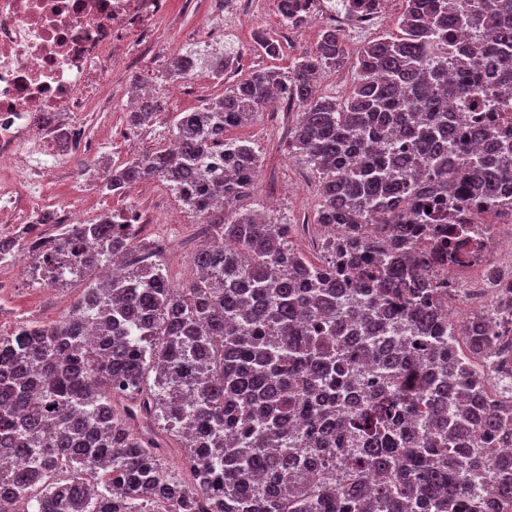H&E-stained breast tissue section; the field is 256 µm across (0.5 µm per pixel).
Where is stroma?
Returning <instances> with one entry per match:
<instances>
[{
	"label": "stroma",
	"instance_id": "1",
	"mask_svg": "<svg viewBox=\"0 0 512 512\" xmlns=\"http://www.w3.org/2000/svg\"><path fill=\"white\" fill-rule=\"evenodd\" d=\"M224 12L222 0H173L169 13L160 20L159 62L154 76L159 110L151 125L138 130L134 138L122 136L126 126L124 92L131 77L128 70H116L112 83L104 90L107 108L88 113L86 130L99 154L118 165L132 155L163 147L168 141L173 120L178 113L205 106L224 93L226 83L246 77L254 68L263 66L288 69L303 52L314 50L319 31L311 26H285L275 0H244L242 11L232 33L212 26V20ZM277 39L282 52L269 58L254 42L256 31ZM213 40L225 53L239 55L235 73L216 79L209 67L200 66L193 79L185 81L177 99H170L165 75L170 58L179 51L195 47L198 39ZM346 61L340 68L322 73L316 93L330 99L344 98L354 80L353 63L361 48L360 42H346ZM294 120L288 110L260 111L249 123L230 130L233 138L248 140L262 158L252 194L237 202V209L261 204L277 220L287 224L300 223L314 215L320 202L319 178L288 148V128ZM103 177L91 160L78 159L59 177L42 188L45 207L63 215L71 207L85 221L96 220L106 212L132 210L141 214L144 223L140 236L151 241L164 237L169 249L162 259L171 283L179 286L194 275L192 256L207 238L202 218L183 210L181 202L168 186H161L154 195H147L141 184L128 187L123 193L109 194L100 190ZM180 211L181 221L165 224L162 214ZM83 289L82 283L65 285L33 281L28 267L13 259L0 263V332L9 333L19 321L33 319L45 324L63 320Z\"/></svg>",
	"mask_w": 512,
	"mask_h": 512
}]
</instances>
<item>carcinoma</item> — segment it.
I'll return each instance as SVG.
<instances>
[{
	"label": "carcinoma",
	"mask_w": 512,
	"mask_h": 512,
	"mask_svg": "<svg viewBox=\"0 0 512 512\" xmlns=\"http://www.w3.org/2000/svg\"><path fill=\"white\" fill-rule=\"evenodd\" d=\"M465 27L490 39L456 59V85L448 43ZM345 53L343 35L325 29L288 72L254 69L178 113L177 151L112 167L104 190L158 177L207 218L210 237L192 258L201 273L186 284H170L122 213L46 236L38 226L56 218L45 211L22 235L0 233V260L24 250L42 258L32 278L85 283L64 320L0 333V450L13 462L0 475V512L33 501L36 512H481L475 481L488 449L512 435V403L485 401L482 374L453 337L499 366L512 391V281L488 269L493 330L479 318L456 325L442 303L448 284L429 272L464 260L474 242L460 226L440 227L421 249L424 225L401 223L402 203L482 188L487 205H506L494 187L512 182V152L471 160L464 144L493 130L446 121L434 95L475 101L487 71L512 65V0H405L397 32L358 55L345 100L316 95ZM200 60L187 49L167 75L189 78ZM236 63L221 54L210 68L221 79ZM288 87L303 108L291 154L321 182L315 223L338 227L318 263L290 245L293 225L264 210L224 216L251 193L260 160L245 141L214 137ZM156 107L142 99L128 125H147ZM210 152L228 160L218 174L201 166ZM116 260L125 275L98 274ZM92 320L94 344L84 337ZM368 358L384 384L354 403ZM168 436L187 449L189 485L162 467ZM312 466L339 472V483L310 480ZM495 497L512 512V457L499 463Z\"/></svg>",
	"instance_id": "carcinoma-1"
}]
</instances>
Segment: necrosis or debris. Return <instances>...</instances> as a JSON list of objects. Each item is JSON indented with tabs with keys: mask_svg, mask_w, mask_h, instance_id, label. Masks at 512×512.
Returning <instances> with one entry per match:
<instances>
[{
	"mask_svg": "<svg viewBox=\"0 0 512 512\" xmlns=\"http://www.w3.org/2000/svg\"><path fill=\"white\" fill-rule=\"evenodd\" d=\"M389 0H294L303 23L360 37L390 20ZM170 0H0V223H23L25 208L15 193L37 198L42 184L72 155L92 154L83 136L84 112L100 105V89L115 63H126L138 43L142 65L154 67L151 33ZM434 223L463 224L482 238L476 261L433 267L453 291L464 293L467 317L492 314L494 306L478 270L503 259L512 263V203L488 210L443 197Z\"/></svg>",
	"mask_w": 512,
	"mask_h": 512,
	"instance_id": "obj_1",
	"label": "necrosis or debris"
}]
</instances>
